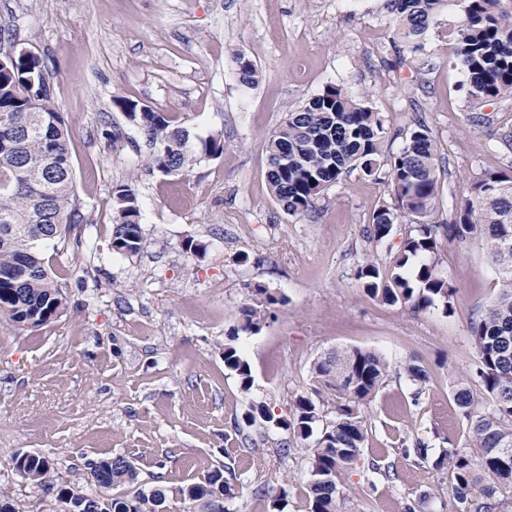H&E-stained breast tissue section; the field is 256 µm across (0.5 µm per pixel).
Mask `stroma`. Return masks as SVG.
I'll list each match as a JSON object with an SVG mask.
<instances>
[{
  "label": "stroma",
  "instance_id": "1",
  "mask_svg": "<svg viewBox=\"0 0 512 512\" xmlns=\"http://www.w3.org/2000/svg\"><path fill=\"white\" fill-rule=\"evenodd\" d=\"M456 9L442 13L412 52L393 33L387 0H0V52L19 42L45 61L70 131L80 224L49 249L67 312L20 329L0 316V491L25 512H59L57 486L95 493L90 465L125 456L143 487L179 486L228 466L232 512H307L313 440L277 448L287 434L247 424L251 405L274 417L310 393L312 362L333 348L382 355L388 375L361 408L368 430L341 477L342 512H456L453 479L434 468L445 450L474 453L452 377L473 369L474 321L499 283L478 240H446L439 268L457 290L450 304L414 312L372 298L356 271L393 266L414 226L371 233L388 199L382 181L353 170L312 213L286 214L266 177L265 137L286 112L326 87L370 99L397 155L415 122L429 127L445 177L429 221L448 222L468 184L512 168V98L475 102L449 56ZM257 65L241 84L234 55ZM168 113L192 139L221 136L224 152L184 175L147 165L145 132L113 100ZM133 181L142 245L112 251L115 184ZM205 244L187 251L188 241ZM282 297L258 333L240 334L252 285ZM235 336L252 369L249 390L224 365ZM430 373L417 387L410 360ZM424 438L430 465L396 455ZM287 441V440H286ZM52 459L46 485L21 479L14 455Z\"/></svg>",
  "mask_w": 512,
  "mask_h": 512
}]
</instances>
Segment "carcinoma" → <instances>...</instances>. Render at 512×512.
<instances>
[{
  "mask_svg": "<svg viewBox=\"0 0 512 512\" xmlns=\"http://www.w3.org/2000/svg\"><path fill=\"white\" fill-rule=\"evenodd\" d=\"M459 19L448 35L456 68L464 75L468 94L490 102L512 97V11L502 0H389L397 36L413 42L448 6ZM241 83L258 81L259 70L245 53L235 55ZM115 104L127 119L147 131L154 145L153 168L164 174L189 171L202 158L224 152L219 137L191 143L190 131L173 123L165 112L129 99ZM384 128L370 102L355 100L329 86L286 114L265 138L267 179L273 197L293 217L303 216L342 175L358 169L367 177L383 176L390 203L373 214L377 239L406 219L415 234L405 241L393 270L372 263L357 270L367 293L388 305L425 310L437 299L452 296L454 285L437 269L441 249L438 228L426 221L439 194L441 170L437 144L429 128L415 123L398 155H383ZM47 155L52 165L36 183L32 166ZM112 250L123 255L140 251L141 209L129 182L113 187ZM0 315L22 327H43L65 310L62 286L49 273L43 246L65 238L83 220L75 193L70 136L55 102L51 74L37 54L18 56L0 69ZM482 240L494 266L500 289L479 321L471 327L479 367L476 392L461 383L454 401L470 425L478 455L455 449L446 453L453 477L458 512H512V171H491L473 182L448 221V238ZM252 294L259 306L241 310L238 330L257 333L282 299L256 284ZM224 343V366L250 388L252 371L234 345ZM388 370L385 359L361 348L331 350L311 364L313 392L297 396L286 418H274L262 405L247 414L292 431L306 440L316 426L320 436L307 458L308 512H341L339 478L353 465L367 441L360 406L370 401ZM489 407H484V402ZM331 407L334 417L324 416ZM417 465L429 463L428 445L416 438L405 450ZM14 467L23 479L46 483L53 462L39 455H18ZM91 481L112 487L114 495L86 494L76 483L63 485L58 499L62 512H164L172 500L202 503L206 512H229L226 503L238 492L236 476L215 470L200 482L180 486H139L135 464L121 455L92 464Z\"/></svg>",
  "mask_w": 512,
  "mask_h": 512,
  "instance_id": "cac0c4a2",
  "label": "carcinoma"
}]
</instances>
